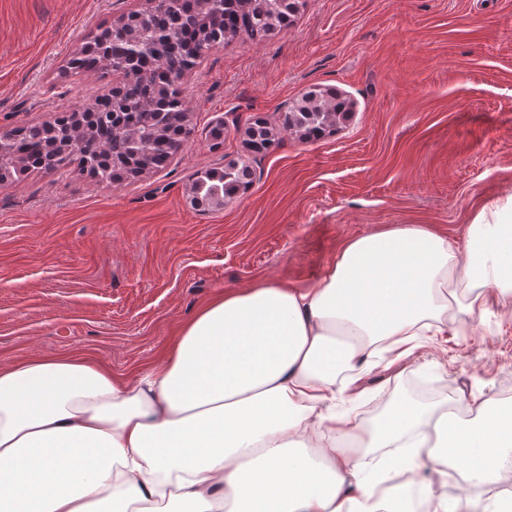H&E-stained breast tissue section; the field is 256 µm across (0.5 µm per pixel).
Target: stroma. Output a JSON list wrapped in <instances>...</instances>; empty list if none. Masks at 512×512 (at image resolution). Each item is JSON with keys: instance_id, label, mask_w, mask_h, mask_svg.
Here are the masks:
<instances>
[{"instance_id": "1", "label": "stroma", "mask_w": 512, "mask_h": 512, "mask_svg": "<svg viewBox=\"0 0 512 512\" xmlns=\"http://www.w3.org/2000/svg\"><path fill=\"white\" fill-rule=\"evenodd\" d=\"M143 0H0V127L89 105L111 76L60 77L74 52ZM351 104L303 141L282 118L313 87ZM193 139L164 169L108 184L78 164L0 185V364L86 353L127 374L229 289L311 285L349 237L428 224L464 239L512 197V0H306L264 44L239 38L188 77ZM224 135L212 139L216 120ZM278 128L250 147L255 120ZM245 163L250 188L194 208L195 172ZM362 376L343 395L370 422L395 395L472 414L512 397V314Z\"/></svg>"}]
</instances>
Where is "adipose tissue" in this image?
I'll return each mask as SVG.
<instances>
[{
	"label": "adipose tissue",
	"instance_id": "adipose-tissue-1",
	"mask_svg": "<svg viewBox=\"0 0 512 512\" xmlns=\"http://www.w3.org/2000/svg\"><path fill=\"white\" fill-rule=\"evenodd\" d=\"M492 303L512 306V199L462 243L399 224L345 240L310 286L225 291L131 376L82 354L1 365L0 512H472L433 487L452 465L495 483L512 410L398 396L365 423L336 402ZM377 460L403 488L367 479Z\"/></svg>",
	"mask_w": 512,
	"mask_h": 512
}]
</instances>
